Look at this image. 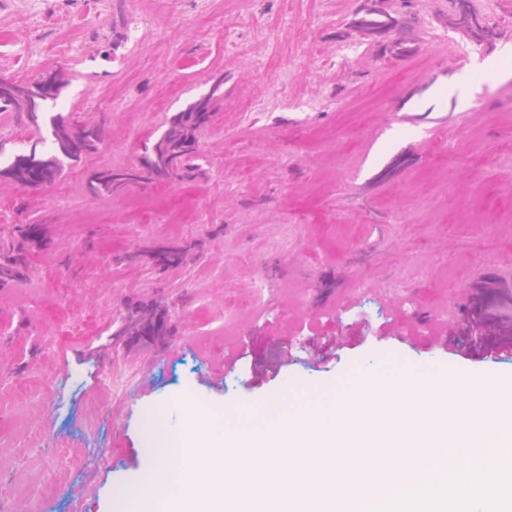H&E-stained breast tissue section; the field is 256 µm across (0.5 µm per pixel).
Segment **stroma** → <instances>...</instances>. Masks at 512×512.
<instances>
[{"label":"stroma","instance_id":"35a3bbf8","mask_svg":"<svg viewBox=\"0 0 512 512\" xmlns=\"http://www.w3.org/2000/svg\"><path fill=\"white\" fill-rule=\"evenodd\" d=\"M468 6L490 41L449 23L452 0H0V76L65 73L51 112L103 128L51 183L0 179V244L20 224L46 236L29 279L0 289V505L110 512L152 463L150 404L178 433L188 400H325L360 376L463 363L512 381V359L428 343L478 334L479 284L512 292V0ZM217 82L194 177L86 196ZM169 247L178 265L141 257ZM138 305L174 335H135ZM329 330L353 338L329 362L245 386L283 344Z\"/></svg>","mask_w":512,"mask_h":512}]
</instances>
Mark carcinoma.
I'll use <instances>...</instances> for the list:
<instances>
[{"label": "carcinoma", "instance_id": "cac0c4a2", "mask_svg": "<svg viewBox=\"0 0 512 512\" xmlns=\"http://www.w3.org/2000/svg\"><path fill=\"white\" fill-rule=\"evenodd\" d=\"M456 25L479 42L489 37L488 31L467 11L458 12ZM62 89L61 79L53 73L25 85L12 82L0 86V115L13 116L34 131L26 149L0 168V178L6 176L26 186L49 183L61 175L67 164L80 161L101 141L99 126L75 124L61 113L45 112V104L55 102ZM220 90L221 85H215L209 95L172 115L168 129L145 148L138 167L109 169L94 175L87 184L88 194L95 199H110L131 184L191 176L196 170L197 132L211 117V100ZM43 239L37 225L30 224L11 245L0 248V288L22 281L28 255L42 245ZM136 325L142 336H165L170 331L166 321L150 315L140 317Z\"/></svg>", "mask_w": 512, "mask_h": 512}]
</instances>
